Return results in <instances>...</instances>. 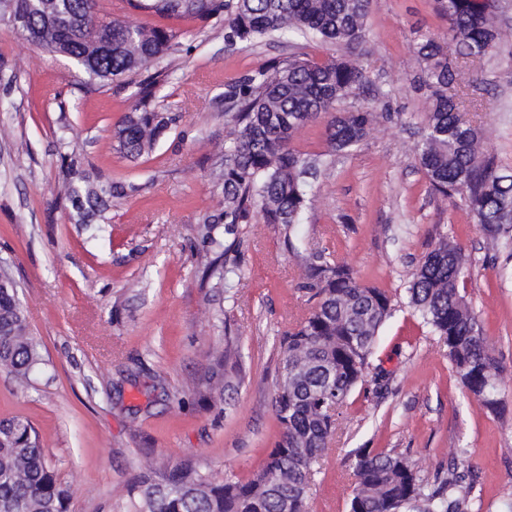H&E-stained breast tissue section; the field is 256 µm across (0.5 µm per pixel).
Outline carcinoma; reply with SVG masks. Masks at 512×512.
<instances>
[{
    "label": "carcinoma",
    "mask_w": 512,
    "mask_h": 512,
    "mask_svg": "<svg viewBox=\"0 0 512 512\" xmlns=\"http://www.w3.org/2000/svg\"><path fill=\"white\" fill-rule=\"evenodd\" d=\"M124 10L177 19L224 23L231 44L292 36L351 44L365 36L371 0H125ZM73 11L79 15L70 33L44 17ZM496 0H440L455 41V61L444 45L427 38L418 46L423 85L431 106L414 150L431 191L460 196L482 231L493 239L512 232V180L504 179L494 157L478 150L477 129L459 118L457 93L448 95L458 61L492 50L502 39ZM27 14L40 26L36 46L63 56L87 76L95 91L119 80L132 89L133 106L117 123L118 150L136 161L152 153L173 118L152 105L157 78H140L155 61L178 45L177 33L151 25H131L100 0H0V12ZM365 70L348 58L323 62L288 56L243 75L224 94L231 126L224 163L218 174L224 209L201 228L215 254L205 274L219 270L231 246L230 234L255 214L267 224L291 229L311 202L304 179L309 160L291 147L296 133L335 110L336 103L365 87ZM371 112H343L327 122V141L336 152L364 141L373 130ZM64 190L75 223L101 219L112 191L71 176ZM472 279L468 257L444 239L412 274L408 306L448 345L455 373L469 394L492 412L501 405L499 368L487 352L473 309L466 301ZM299 289L316 300L309 316L283 336L285 352L272 406L281 426L280 440L263 467L249 480L216 481L189 462L147 476L127 490L128 512H308L312 464L328 449L336 415L367 376L380 329L392 316L391 297L360 285L345 265L318 256L306 266ZM43 364L40 341L28 328L16 289L0 288V369L29 385ZM355 485L349 512H406L422 503V512H463V477L455 468L433 483L424 481L407 458L393 450L356 448L352 452ZM68 491L48 464L39 433L21 416L0 420V512H67Z\"/></svg>",
    "instance_id": "cac0c4a2"
}]
</instances>
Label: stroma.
I'll list each match as a JSON object with an SVG mask.
<instances>
[{
  "mask_svg": "<svg viewBox=\"0 0 512 512\" xmlns=\"http://www.w3.org/2000/svg\"><path fill=\"white\" fill-rule=\"evenodd\" d=\"M126 19L171 28L179 42L152 66L161 75L155 106L175 122L135 163L112 139L130 88L86 91L65 59L0 17V268L18 285L45 359L22 392L0 370V419L37 427L72 491L70 512H126L132 482L182 461L215 480L246 481L262 468L281 435L272 397L282 337L312 307L299 285L319 255L386 290L397 310L370 359L391 373L388 388L376 392L369 380L350 395L313 465L310 512H349L357 448L404 453L429 481L456 462L469 475L467 512H512V242L484 235L460 198L434 195L414 153L430 95L416 47L448 31L438 0H372L352 46L284 38L229 48L212 20ZM297 54L359 60L369 87L337 109L373 112L375 129L346 152L330 150L325 119L302 129L294 149L324 164L299 224L287 232L257 216L238 225L225 237L234 274L203 279L198 230L224 202V94ZM457 82L463 120L512 173V41L468 61ZM65 154L126 188L98 223L71 218ZM442 236L472 263L467 298L500 367L498 414L468 395L443 340L406 305L412 272ZM224 348L231 358L220 366Z\"/></svg>",
  "mask_w": 512,
  "mask_h": 512,
  "instance_id": "stroma-1",
  "label": "stroma"
}]
</instances>
